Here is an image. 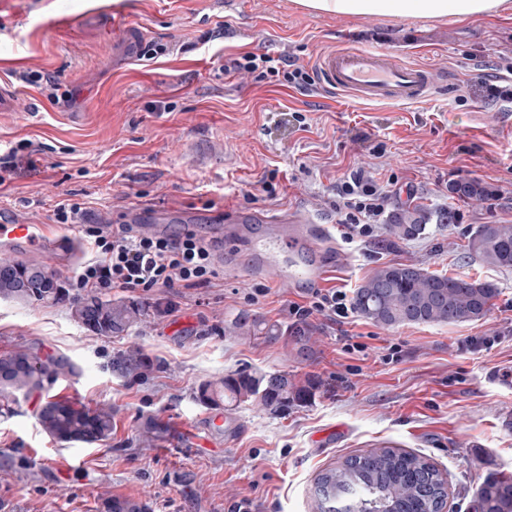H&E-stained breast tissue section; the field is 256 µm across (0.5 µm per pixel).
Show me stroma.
<instances>
[{"instance_id":"stroma-1","label":"stroma","mask_w":512,"mask_h":512,"mask_svg":"<svg viewBox=\"0 0 512 512\" xmlns=\"http://www.w3.org/2000/svg\"><path fill=\"white\" fill-rule=\"evenodd\" d=\"M0 0V150L22 139L0 208L31 223H54L56 202L88 203L90 217L125 223L133 208L195 211L303 209L326 224L336 258L326 287L358 288L384 263H415L494 283L484 318L459 324L380 327L359 314L337 324L308 318L304 344L240 336L243 314L279 327L312 289L272 285L248 300L259 279L219 270L213 288L101 295L145 306L123 334L85 331L65 304L0 298V355L28 348L68 357L73 376L21 398L0 415V512H98L103 495L146 502L151 512H315V479L346 457L383 446L429 458L448 475L446 512H474L477 489L512 476V388L494 382L512 369V269L465 251L480 224H512V107L490 85L512 86L500 68L512 57V11L471 22L316 15L294 0ZM166 46L147 60L144 52ZM333 47L374 49L434 68L432 98L400 106H338L311 84L286 87L229 76L231 54L286 55L314 69ZM59 77L70 102L52 104L26 81L29 70ZM387 184L388 210L419 203L447 210L449 183L474 178L494 194L459 208L455 224L430 222L423 235L346 241L334 204L354 170ZM275 191H263L264 181ZM468 336L495 337L469 353ZM363 351H354V344ZM150 369L115 366L131 352ZM245 369L285 373L318 386L283 412L257 399L222 404L236 424L223 436L200 426L198 387ZM106 406L112 436L60 443L41 428L49 397Z\"/></svg>"}]
</instances>
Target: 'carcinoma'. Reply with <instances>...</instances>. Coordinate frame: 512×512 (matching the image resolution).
I'll return each mask as SVG.
<instances>
[{
  "label": "carcinoma",
  "instance_id": "obj_1",
  "mask_svg": "<svg viewBox=\"0 0 512 512\" xmlns=\"http://www.w3.org/2000/svg\"><path fill=\"white\" fill-rule=\"evenodd\" d=\"M451 198L481 201L491 196L478 179H460L448 186ZM432 217L422 204L397 209L389 231L400 239L419 236ZM467 253L485 265L512 268V224H481L465 245ZM497 295L489 282L429 272L414 264L376 267L351 298L364 318L384 327L405 324H454L484 317ZM0 297L29 304L67 303L77 321L100 336L125 332L146 314L143 305L105 300L96 296L72 297L56 274L44 266L0 258ZM232 330L243 336L262 331L261 322L240 317ZM75 374L65 356L42 358L17 349L0 355V413L13 410L19 396L42 392L59 379ZM313 385L273 373L255 376L239 371L199 387L198 399L217 404L224 399L256 397L271 411L306 402ZM45 433L59 442L92 444L111 438L112 409L90 408L70 399L49 400L39 411ZM318 512H444L448 483L426 457L394 448H373L346 458L317 477ZM476 512H512V479L485 481L476 493ZM101 512H150V506L120 496L102 498Z\"/></svg>",
  "mask_w": 512,
  "mask_h": 512
}]
</instances>
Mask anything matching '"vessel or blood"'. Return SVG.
Instances as JSON below:
<instances>
[{
  "label": "vessel or blood",
  "instance_id": "obj_1",
  "mask_svg": "<svg viewBox=\"0 0 512 512\" xmlns=\"http://www.w3.org/2000/svg\"><path fill=\"white\" fill-rule=\"evenodd\" d=\"M319 85L328 91L363 102L399 105L429 98L438 83L423 65L402 62L372 50L341 49L324 52L317 59ZM192 220L212 225L208 244L216 259L234 246L247 247L254 260L243 269L244 277L261 275L278 283L296 286L307 282L321 285L330 272L324 260H307L306 253L324 239L327 227L308 213L291 210L280 214L240 208L224 213H192ZM258 224V237L247 236L244 228ZM72 234L50 224H30L11 218L0 219V253L27 246L53 263L61 262L63 247Z\"/></svg>",
  "mask_w": 512,
  "mask_h": 512
}]
</instances>
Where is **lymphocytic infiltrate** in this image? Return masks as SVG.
<instances>
[{
	"label": "lymphocytic infiltrate",
	"mask_w": 512,
	"mask_h": 512,
	"mask_svg": "<svg viewBox=\"0 0 512 512\" xmlns=\"http://www.w3.org/2000/svg\"><path fill=\"white\" fill-rule=\"evenodd\" d=\"M223 70L228 74L247 73L263 81L282 76L284 84H310L309 73L300 66L290 67L283 56L251 52L229 56ZM389 200L386 186L363 171L356 170L340 182L336 211L346 229L347 239L372 237ZM84 204L64 198L54 209L57 223L73 224L84 240L90 257L77 271L72 286L81 292L121 288L149 293L158 288H197L214 284L218 277L207 243L197 234L173 238H150L133 233L129 225L112 228L110 222H82ZM352 311L346 288L315 291L306 304H296L292 313L298 319L318 313L334 321L347 319Z\"/></svg>",
	"instance_id": "lymphocytic-infiltrate-1"
}]
</instances>
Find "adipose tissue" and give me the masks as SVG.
<instances>
[{"label":"adipose tissue","mask_w":512,"mask_h":512,"mask_svg":"<svg viewBox=\"0 0 512 512\" xmlns=\"http://www.w3.org/2000/svg\"><path fill=\"white\" fill-rule=\"evenodd\" d=\"M316 14L382 19H475L512 6V0H295Z\"/></svg>","instance_id":"1"}]
</instances>
